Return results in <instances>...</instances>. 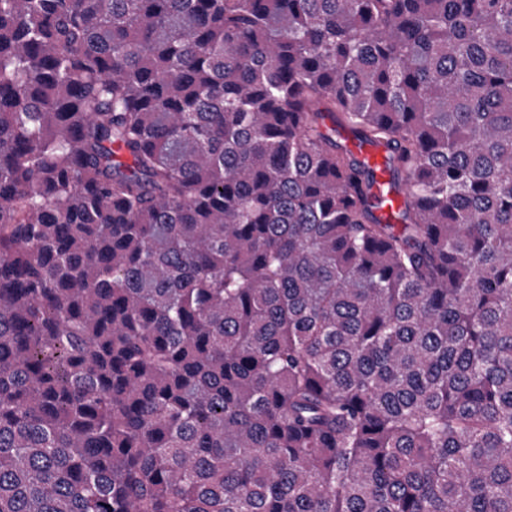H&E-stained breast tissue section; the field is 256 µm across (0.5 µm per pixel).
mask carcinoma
I'll return each mask as SVG.
<instances>
[{"label": "carcinoma", "instance_id": "cac0c4a2", "mask_svg": "<svg viewBox=\"0 0 512 512\" xmlns=\"http://www.w3.org/2000/svg\"><path fill=\"white\" fill-rule=\"evenodd\" d=\"M0 512H512V0H0Z\"/></svg>", "mask_w": 512, "mask_h": 512}]
</instances>
